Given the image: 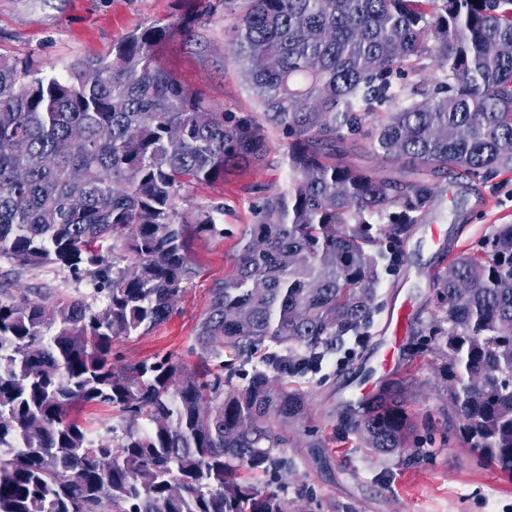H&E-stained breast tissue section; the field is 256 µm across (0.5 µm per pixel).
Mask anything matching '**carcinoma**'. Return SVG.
Returning a JSON list of instances; mask_svg holds the SVG:
<instances>
[{
    "label": "carcinoma",
    "instance_id": "obj_1",
    "mask_svg": "<svg viewBox=\"0 0 512 512\" xmlns=\"http://www.w3.org/2000/svg\"><path fill=\"white\" fill-rule=\"evenodd\" d=\"M258 112H226L162 63L165 43L215 8L150 23L112 52L44 72L0 55V259L86 278L95 308L53 310L0 289V512H293L241 472L287 465L282 425L305 413L288 380L313 372L378 308L435 179L512 170V0H219ZM435 62L430 90L412 81ZM231 273L196 332L200 364L112 363V341L171 316L194 276L193 235L224 208L181 191L271 165ZM359 136L400 179L336 150ZM434 314L415 331L473 450L512 476V224L430 274ZM262 354L242 385L240 368ZM381 385L341 429L392 454L415 428ZM112 408L99 435L71 412Z\"/></svg>",
    "mask_w": 512,
    "mask_h": 512
}]
</instances>
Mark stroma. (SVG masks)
Here are the masks:
<instances>
[{
    "label": "stroma",
    "instance_id": "1",
    "mask_svg": "<svg viewBox=\"0 0 512 512\" xmlns=\"http://www.w3.org/2000/svg\"><path fill=\"white\" fill-rule=\"evenodd\" d=\"M186 8L185 0H0V54L61 71L109 52L138 26L174 21ZM231 27L223 10H216L193 36L169 40L164 61L184 85L211 103L229 112H254L258 104L228 51ZM274 144L273 163L264 170L183 190L180 207L223 204L224 233L191 237L189 257L196 275L184 296L164 324L113 341L116 365L166 355L190 367L199 363V354L192 351L196 329L213 284L232 271L241 236L253 220L257 196L252 187L280 188L287 182L283 158L288 141L278 136ZM436 186L433 202L405 243L402 262L381 272L380 308L364 344L346 341L317 374L295 382L309 401V414L284 427L290 465L266 481L284 489L296 512H512V479L463 444L429 355L416 357L411 349L415 330L432 314L429 272L476 250L494 225L512 223V171L487 180L440 178ZM1 288L16 295L39 293L52 308L90 292L86 280L68 271L18 270L3 259ZM403 304L409 307V322L403 335L394 337L385 322ZM389 348L394 361L387 368L381 357ZM391 378L401 380L416 416L414 441L423 452L415 459L404 453L373 455L356 438L337 433L348 402Z\"/></svg>",
    "mask_w": 512,
    "mask_h": 512
}]
</instances>
